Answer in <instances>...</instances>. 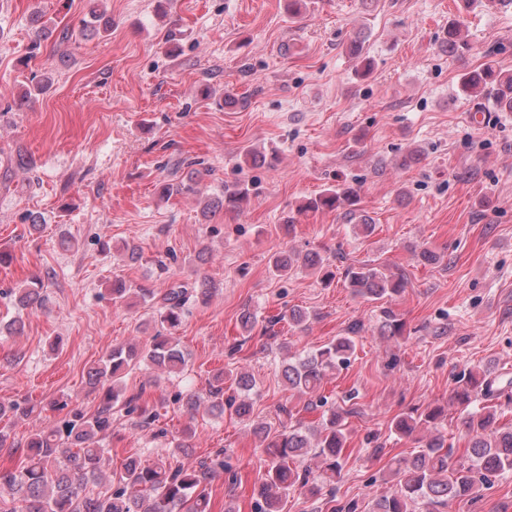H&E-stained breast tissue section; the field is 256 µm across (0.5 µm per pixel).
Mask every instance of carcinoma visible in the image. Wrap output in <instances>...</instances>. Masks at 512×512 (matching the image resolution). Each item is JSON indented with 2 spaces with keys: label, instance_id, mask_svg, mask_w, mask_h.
<instances>
[{
  "label": "carcinoma",
  "instance_id": "carcinoma-1",
  "mask_svg": "<svg viewBox=\"0 0 512 512\" xmlns=\"http://www.w3.org/2000/svg\"><path fill=\"white\" fill-rule=\"evenodd\" d=\"M42 15L34 13L32 21L40 23L30 45V56H36L45 42L54 39L59 47L73 37L72 27L60 23L41 22ZM103 31L112 28L111 20L91 11L82 20L81 32H94L98 25ZM445 45L451 54L463 55L467 49L460 29L448 25ZM350 55L361 64L365 77L372 69V61L364 55L361 42L350 46ZM461 86L468 95H482L500 112H512V73L492 64L466 71ZM187 180L159 184L162 196L170 197L193 192L199 171L188 163ZM247 184L237 183L224 189L222 197L204 204V212L218 208L235 210L249 199ZM356 190L347 185L326 189L308 200L301 211H335L355 205ZM274 275L283 277L299 267L323 271V281L334 277L325 258L309 253L301 255L291 250L274 253L269 259ZM344 281L353 293L370 301L391 299L406 287L402 275L386 273L377 267L363 265L349 267ZM216 291L215 283H180L162 294L144 286L135 287L122 278L112 280L109 295L114 304H124L130 294L144 302L160 300L158 323L162 331L152 337L149 345H116L87 374V384L98 393L99 402L92 413L81 407L72 408L61 425L48 430L36 429L24 441L0 429V454H20L11 467H0V503L8 495L12 501L24 504L25 512H211L209 485L224 461L204 458L194 466L179 461L148 464L139 456H129L117 487L110 492H95L89 485L101 481L110 465L108 450L103 442L112 434V416L124 412L131 417V425L147 428L159 419L155 409L138 404L140 396L126 395L123 375L133 363H146L162 374H179L187 367V357L180 341L173 336L182 316L191 303H207ZM16 306L27 309L43 304V284L35 276L27 284L12 291ZM381 332L385 336L404 335L405 323L389 307L381 310ZM355 350L353 337L338 336L330 343L311 352H299L282 366V378L288 390L299 395H315L328 373L346 365ZM239 390L238 395L224 397L225 382ZM495 380L487 371L468 368L461 373L453 400L468 407L476 398L487 396ZM249 377L243 372L224 376L220 369L208 377L206 388L183 397L184 411L193 415L206 407L212 414H224V406L234 409L240 419L248 420L252 413L249 397ZM33 408L18 400L0 401V419L6 416L27 417ZM445 409L435 406L421 413L397 415L391 430L395 434L414 439L419 450L409 458L395 461L387 474L392 492L378 499L372 512H416L421 503L447 505L448 501L475 497L492 479L512 472V430L501 431L496 426V413L484 406L465 415L467 446L463 457H456L454 445L439 433H433ZM253 433L265 442L267 469L257 490L256 512H282V502L288 491L309 483L310 472H300L295 463L305 456L315 460L324 473L336 475L342 468L346 434L342 418L336 413L322 417L318 425L303 428L292 422H279L274 428L255 422Z\"/></svg>",
  "mask_w": 512,
  "mask_h": 512
}]
</instances>
